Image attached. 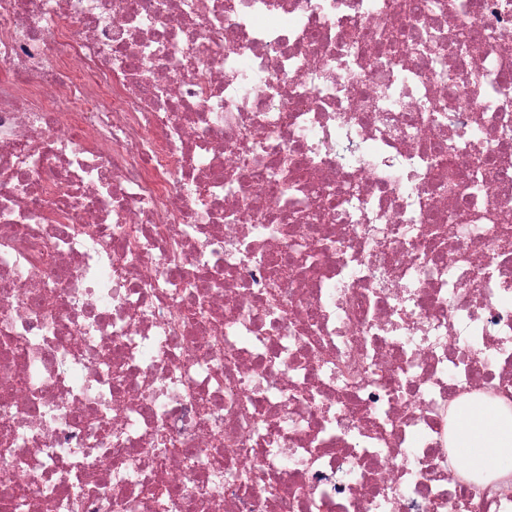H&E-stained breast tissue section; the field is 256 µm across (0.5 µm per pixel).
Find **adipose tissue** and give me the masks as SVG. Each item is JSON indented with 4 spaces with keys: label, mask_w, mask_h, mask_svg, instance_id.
Masks as SVG:
<instances>
[{
    "label": "adipose tissue",
    "mask_w": 512,
    "mask_h": 512,
    "mask_svg": "<svg viewBox=\"0 0 512 512\" xmlns=\"http://www.w3.org/2000/svg\"><path fill=\"white\" fill-rule=\"evenodd\" d=\"M453 446L467 462L498 473L512 456V409L487 401H460L454 411Z\"/></svg>",
    "instance_id": "adipose-tissue-1"
}]
</instances>
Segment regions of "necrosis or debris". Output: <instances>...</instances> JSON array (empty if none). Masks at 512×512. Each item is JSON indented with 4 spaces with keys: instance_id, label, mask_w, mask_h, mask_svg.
I'll return each instance as SVG.
<instances>
[{
    "instance_id": "necrosis-or-debris-1",
    "label": "necrosis or debris",
    "mask_w": 512,
    "mask_h": 512,
    "mask_svg": "<svg viewBox=\"0 0 512 512\" xmlns=\"http://www.w3.org/2000/svg\"><path fill=\"white\" fill-rule=\"evenodd\" d=\"M401 2L0 0V512H512V0ZM453 447L468 463L497 474L512 457V413L502 402L460 401L454 411Z\"/></svg>"
}]
</instances>
